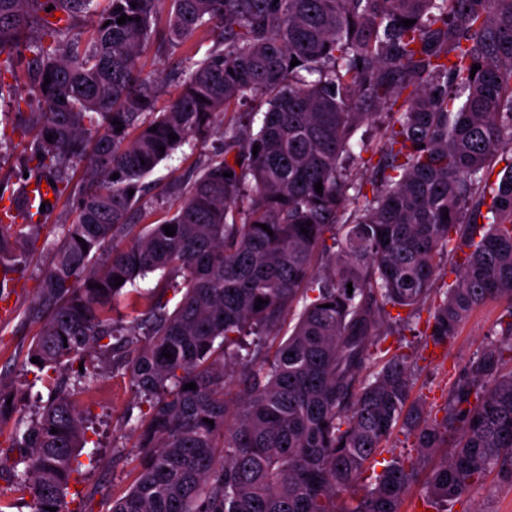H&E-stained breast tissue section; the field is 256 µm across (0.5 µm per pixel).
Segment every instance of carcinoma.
Listing matches in <instances>:
<instances>
[{
    "instance_id": "cac0c4a2",
    "label": "carcinoma",
    "mask_w": 512,
    "mask_h": 512,
    "mask_svg": "<svg viewBox=\"0 0 512 512\" xmlns=\"http://www.w3.org/2000/svg\"><path fill=\"white\" fill-rule=\"evenodd\" d=\"M53 2L56 23L44 0H0L4 67L25 72L39 103L11 132L58 186L88 162L75 221L60 225L40 279L43 320L22 367L48 400L26 415L0 380L15 455L0 506L72 512L87 439L67 381L93 382L99 354L141 404L134 478L112 512H401L419 461L396 457L365 476L399 425L422 458L453 441L425 480V505L457 500L493 471L512 482V0H169L161 32L164 0H107L101 11ZM199 35L212 45L159 107L140 52ZM255 100L267 104L260 119L215 125ZM377 122L379 142L362 144L379 155L369 195L346 159L358 129ZM192 137L217 146L176 209L130 223L143 180ZM44 228L1 211L0 269L25 265ZM459 251L426 342L448 344L493 298L507 299L511 320L431 420L411 400L414 359L381 347L383 319L398 335L411 328L442 258ZM148 278L155 286L138 285ZM123 292L140 311L128 333L112 316ZM361 484L352 505L338 504Z\"/></svg>"
}]
</instances>
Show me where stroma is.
I'll return each instance as SVG.
<instances>
[{
  "instance_id": "1",
  "label": "stroma",
  "mask_w": 512,
  "mask_h": 512,
  "mask_svg": "<svg viewBox=\"0 0 512 512\" xmlns=\"http://www.w3.org/2000/svg\"><path fill=\"white\" fill-rule=\"evenodd\" d=\"M197 49L196 41L191 40L175 49L152 44L143 50L138 65L144 75L158 83L163 100L177 96L197 58ZM211 149L210 142L199 140L162 161L146 178L147 191L134 223H156L172 211L179 201L180 186L187 183ZM30 252V265L16 276L7 310L0 312V377L13 383L18 382L27 351L39 331L28 312L49 260L44 241H37ZM506 307V302L493 301L476 309L461 324L457 336L438 352L429 350L417 333L409 331L403 336L402 353L416 360L413 395L433 417H443L449 388L488 337L498 331ZM73 398L87 413L88 443L76 458L77 473L69 486L68 500L74 505L87 503L90 512H112L113 497L124 494L133 480L136 434L131 416L138 413L139 400L126 376L107 370L93 383L76 386ZM448 512H512V482L489 475L449 505Z\"/></svg>"
}]
</instances>
